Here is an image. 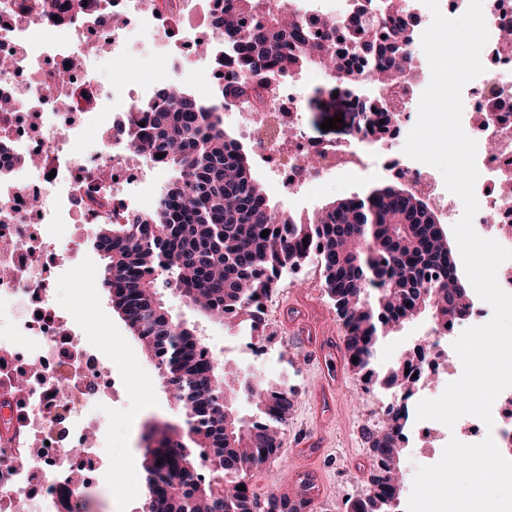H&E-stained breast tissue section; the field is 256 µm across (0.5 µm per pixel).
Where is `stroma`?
I'll list each match as a JSON object with an SVG mask.
<instances>
[{
	"instance_id": "1",
	"label": "stroma",
	"mask_w": 512,
	"mask_h": 512,
	"mask_svg": "<svg viewBox=\"0 0 512 512\" xmlns=\"http://www.w3.org/2000/svg\"><path fill=\"white\" fill-rule=\"evenodd\" d=\"M334 116L343 118L344 128L322 130L324 120ZM351 119L348 101L328 98L309 104L305 114L309 133L320 140L347 137V123ZM255 174L266 185L272 205L298 215L336 199L363 194L368 188L388 181L373 157L369 158L365 170L327 177L292 192L280 188L272 174L263 169H256ZM74 231L82 243L78 260L83 272L78 278L71 274L58 277L56 300L60 306L85 316L104 357L112 361L122 375L96 416L107 430L101 458L112 468L114 482L121 483L122 493L114 495L112 484L91 486L87 491V512H141L138 492L145 481V473L141 465L140 438L150 424L177 421L179 411L154 361L144 356L125 322L113 311L108 293L101 286L105 263L93 247V225L78 224ZM321 279L319 267L308 264L291 275L284 290L274 291L273 296L281 298L286 291L302 296L301 313L312 320L324 321L332 330H341L342 323L329 297L307 293L309 285ZM162 299L173 318L196 320L197 330L204 341L222 351L225 359L236 363L242 376L285 384L293 391L288 423L279 435L277 453L248 475L258 498L279 492L281 483L291 479L296 464L292 441L303 429H317L322 435L316 449L317 464L330 494L320 512H344L348 497L368 492L372 460L369 436L378 428L377 413L381 406L378 385L363 382L356 371H348L334 418L325 425H318V369L305 360L304 347L293 343L289 335L271 334L267 342L272 356L252 358L241 350L247 337L244 329L195 319L184 298L172 290H163ZM430 323V317L424 314L381 337L375 357L377 371L388 374L400 356L423 344Z\"/></svg>"
}]
</instances>
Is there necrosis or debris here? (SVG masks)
Masks as SVG:
<instances>
[{
    "label": "necrosis or debris",
    "instance_id": "1",
    "mask_svg": "<svg viewBox=\"0 0 512 512\" xmlns=\"http://www.w3.org/2000/svg\"><path fill=\"white\" fill-rule=\"evenodd\" d=\"M20 2L0 0V55L13 59L11 69L0 73V96L17 106L0 113V356L21 360L24 371L0 365V402L24 400L25 437L22 444L0 446V512H13L21 501L29 512H59L63 506L82 512L84 498L73 493L72 479L81 460L97 456L92 410L104 403L114 369L85 322L59 308L43 265L57 267L61 255H77L72 225L119 223L138 208L131 185L119 179L121 171L132 170L142 183L159 169L118 134L145 94L121 82L113 83L110 94H100L92 77L98 58L87 45H104L119 63L127 54L128 33L139 32L149 42L170 45L165 73L181 80L182 57L194 53L198 42L216 37L214 29L189 27L190 17L203 3L211 14L221 13L224 0H89L86 14L66 13L52 22L30 21ZM483 11L489 31L481 53L485 71L462 91V126L477 142L474 228L512 248V45L501 37L502 23L512 21V0H483ZM65 68L71 80L62 83L56 74ZM423 90L412 81L388 88L383 113L361 100L353 135L340 142L311 141L303 127L305 102L290 83L257 89L229 111L242 131L269 122L290 128V135L254 148L282 188L294 189L320 172L364 168L360 144L379 143L383 166L393 167L415 194L445 210L453 224L460 218L457 196L393 140L414 126L407 105ZM33 154L35 165L21 164L22 156ZM310 154L322 160L314 173L300 165ZM487 320V307L473 299L448 328L432 332L415 361L418 379L447 376L441 340ZM511 404L512 388L493 404V428L466 416L455 437L464 443L493 437L512 460Z\"/></svg>",
    "mask_w": 512,
    "mask_h": 512
}]
</instances>
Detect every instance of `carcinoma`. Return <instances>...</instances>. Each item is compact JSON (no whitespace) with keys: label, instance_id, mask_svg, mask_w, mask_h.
I'll return each instance as SVG.
<instances>
[{"label":"carcinoma","instance_id":"carcinoma-1","mask_svg":"<svg viewBox=\"0 0 512 512\" xmlns=\"http://www.w3.org/2000/svg\"><path fill=\"white\" fill-rule=\"evenodd\" d=\"M407 10L408 0H352L331 21L273 0H224L212 23L218 43L207 52L223 49L240 78L214 98L185 89L176 94L167 83L144 105V115L131 119L126 135L136 152L172 177L152 210L97 225L94 247L105 261L102 285L112 309L158 361L185 410L182 426L155 423L143 435L150 488L144 512H256L260 503L245 475L277 452L291 408L283 384L224 382L223 356L206 358L196 326L172 318L160 289L182 290L187 305L212 322L247 323L257 332L256 301L273 291L280 273L297 270L314 253L346 329V361L367 382L364 370L383 333L423 313L446 323L469 300L467 288L457 286L445 229L410 189L385 185L296 216L271 205L254 176L252 151L224 128L228 105L249 95L259 79L280 81L308 66L324 69L346 91L384 75L393 83L410 78L417 63L414 16ZM233 393L251 399L254 418L234 412ZM408 420L407 409L399 408L384 434L370 435L371 512H391L402 492L395 469ZM206 457L217 474L208 481L198 478Z\"/></svg>","mask_w":512,"mask_h":512}]
</instances>
